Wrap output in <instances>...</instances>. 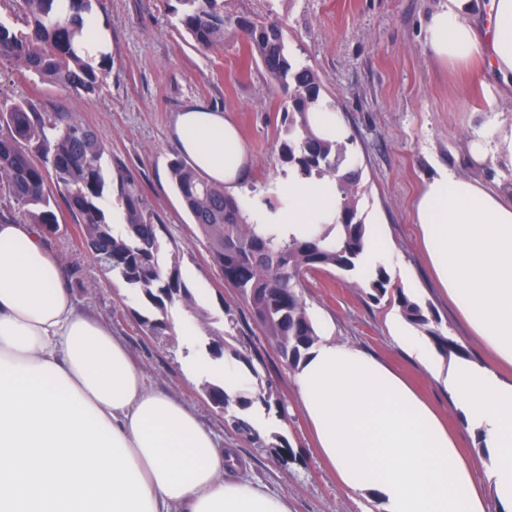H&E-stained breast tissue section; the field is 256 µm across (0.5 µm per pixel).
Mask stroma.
<instances>
[{
    "instance_id": "1",
    "label": "stroma",
    "mask_w": 512,
    "mask_h": 512,
    "mask_svg": "<svg viewBox=\"0 0 512 512\" xmlns=\"http://www.w3.org/2000/svg\"><path fill=\"white\" fill-rule=\"evenodd\" d=\"M441 2L224 0L229 11L282 22L292 57L318 74L349 131L347 153L360 172L358 210L368 232L386 237L395 252L386 268L392 286L431 306L470 360L482 363L486 352L434 288L413 205L438 168L490 177L489 169L470 161L466 140L489 119L511 123L512 94L497 98L493 113H486L479 89L459 86L435 62L423 26ZM174 5L175 0H102L97 22L112 43V64L94 95L57 88L5 61L0 62V97L70 113L103 139L110 164L127 170L143 205L165 226L163 256L178 253L183 280L210 313L195 321L200 345H207L213 319L232 314L237 322L233 347L249 356L263 387L278 401L258 439L233 431L200 382L186 379L182 337L146 330L141 319L150 306L104 274L83 247L66 208H59V230L46 243L71 271L77 307L110 324L148 387L192 409L220 447L234 452L243 476L288 496L294 512H364V500L346 494L320 458L300 407L294 370L261 336L239 293L225 286L170 176L169 164L179 155L172 139L174 117L188 103L201 101L233 119L249 146L251 164L237 200L262 210L280 208L281 200L266 188L289 172L280 157L285 95L250 59L240 39L227 37L216 53L198 51L179 26ZM302 297L312 317L334 321L337 339L389 362L431 399L447 405V396L392 343L387 323L399 317L398 307L386 297L372 300L358 273L332 269L306 276ZM275 434L287 440L289 457L268 448Z\"/></svg>"
}]
</instances>
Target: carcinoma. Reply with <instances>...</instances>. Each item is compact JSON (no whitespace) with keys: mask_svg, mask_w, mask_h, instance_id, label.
<instances>
[{"mask_svg":"<svg viewBox=\"0 0 512 512\" xmlns=\"http://www.w3.org/2000/svg\"><path fill=\"white\" fill-rule=\"evenodd\" d=\"M18 26L0 22V61L11 60L42 81L77 94L92 95L112 62L111 54L95 61L84 44L96 34L101 0H11ZM178 24L199 51L224 48L227 36L241 39L249 56L269 78L290 92L280 143L283 162L304 176L328 177L336 184L339 217L319 224L306 237L284 236L272 224H249L236 198L210 183L181 159L170 162V175L184 207L205 240L212 261L227 274L226 283L249 306L261 334L295 368L318 342L315 324L300 288L305 275L336 268L357 270L366 225L355 201L359 171L343 168L346 142L314 134L308 112L326 101L322 83L308 66L294 62L282 23L254 21L224 10V0H177ZM105 145L89 126L65 112H42L27 101L0 97V184L23 223L44 234L58 230L57 199L80 227L88 250L101 267L154 309L143 323L156 334L172 332L168 306L176 301L195 309L190 289L181 279L179 256L159 260L164 225L142 206L138 189L122 170L106 167ZM124 208L129 234L113 233L107 213L111 187ZM390 278L380 267L368 283L371 299L391 294L406 321L430 338L435 347L458 357L467 351L439 328L432 310L401 288L388 289ZM203 389L224 405L233 427L248 436L253 428L232 407L259 402L269 405L272 392L262 385L249 394L229 395L209 381Z\"/></svg>","mask_w":512,"mask_h":512,"instance_id":"cac0c4a2","label":"carcinoma"}]
</instances>
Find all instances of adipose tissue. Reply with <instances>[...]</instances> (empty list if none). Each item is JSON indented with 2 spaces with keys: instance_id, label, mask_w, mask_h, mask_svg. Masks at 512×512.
Here are the masks:
<instances>
[{
  "instance_id": "adipose-tissue-1",
  "label": "adipose tissue",
  "mask_w": 512,
  "mask_h": 512,
  "mask_svg": "<svg viewBox=\"0 0 512 512\" xmlns=\"http://www.w3.org/2000/svg\"><path fill=\"white\" fill-rule=\"evenodd\" d=\"M423 37L451 75L481 78L487 103L512 89V0H445ZM172 133L211 182L245 178L249 152L223 112L188 105ZM466 148L497 179L439 169L414 222L440 293L490 361L443 358L406 324L389 326L462 429L401 372L328 334L295 376L320 457L345 492L380 512H512V186L501 180L512 173V124L483 123ZM273 190L286 210L246 209L248 223L299 236L336 214L333 191L316 180L294 175ZM173 327L187 334L188 379L240 391L243 370L200 349L187 313ZM226 465L213 433L149 389L121 340L77 308L36 225L0 220V512H292L287 496L226 475Z\"/></svg>"
}]
</instances>
